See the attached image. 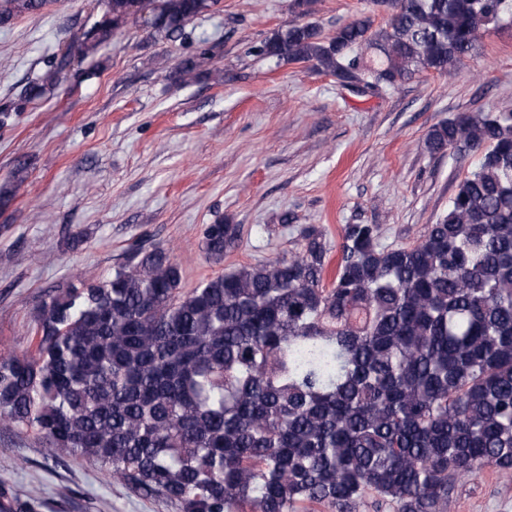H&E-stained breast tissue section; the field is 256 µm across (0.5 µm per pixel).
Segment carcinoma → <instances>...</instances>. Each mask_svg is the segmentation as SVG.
<instances>
[{
  "instance_id": "cac0c4a2",
  "label": "carcinoma",
  "mask_w": 512,
  "mask_h": 512,
  "mask_svg": "<svg viewBox=\"0 0 512 512\" xmlns=\"http://www.w3.org/2000/svg\"><path fill=\"white\" fill-rule=\"evenodd\" d=\"M134 2L103 0L78 54L108 42ZM218 2L154 0L151 28L176 38ZM373 2L390 12L383 26L292 22L253 51L395 91L452 75L490 29L512 26V0ZM46 4L0 0V27ZM204 60L175 77L196 80ZM71 61L54 58L25 95L54 89ZM425 148L478 161L411 244L346 224L333 247L309 224L288 256L188 291L160 245L53 290L35 349L0 357V426L180 512H360L369 497L375 512H448L461 478L512 473V112L458 113ZM27 173L19 163L0 183V211ZM239 239L236 224L205 225L206 258L224 261Z\"/></svg>"
}]
</instances>
